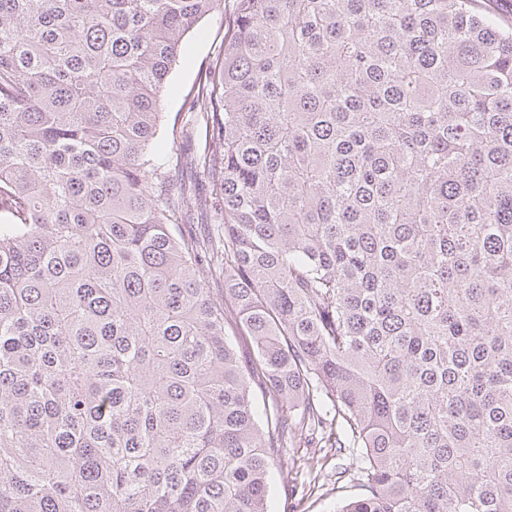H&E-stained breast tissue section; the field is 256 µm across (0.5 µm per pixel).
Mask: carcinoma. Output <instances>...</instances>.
Masks as SVG:
<instances>
[{"label": "carcinoma", "instance_id": "carcinoma-1", "mask_svg": "<svg viewBox=\"0 0 512 512\" xmlns=\"http://www.w3.org/2000/svg\"><path fill=\"white\" fill-rule=\"evenodd\" d=\"M221 2L0 0V512H270L312 445L335 512H512V26L233 0L167 133ZM223 11H216L198 24L196 30L185 37L186 58L179 60L170 75L164 102L165 123L171 128L177 112L178 127L184 116L181 109L185 96L195 93L206 81V69L215 59L224 44L227 18L232 0H223ZM226 17V19H225ZM226 20V21H225Z\"/></svg>", "mask_w": 512, "mask_h": 512}]
</instances>
